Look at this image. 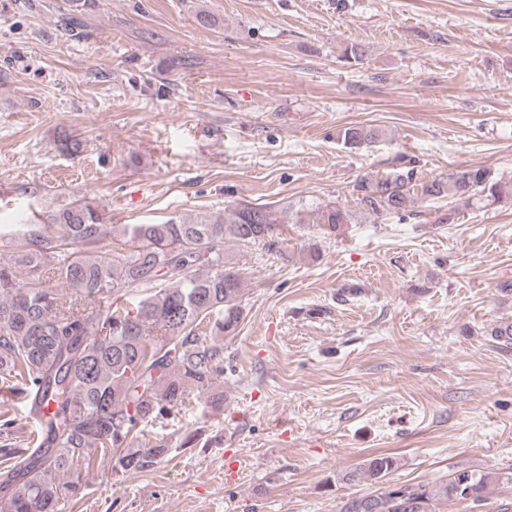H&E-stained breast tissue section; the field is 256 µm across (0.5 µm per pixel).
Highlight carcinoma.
Masks as SVG:
<instances>
[{"label":"carcinoma","instance_id":"obj_1","mask_svg":"<svg viewBox=\"0 0 512 512\" xmlns=\"http://www.w3.org/2000/svg\"><path fill=\"white\" fill-rule=\"evenodd\" d=\"M381 131L355 124L340 131L360 148ZM425 198L481 196L512 201V184L485 167L459 168L420 183ZM357 201L376 215L414 200L413 173L402 169L363 177ZM349 210L329 204L315 223L327 235L350 223ZM123 248L98 255L87 247L109 235L96 207L75 203L44 224L0 225V388L39 415L40 429L24 448L4 443L14 418L0 409V512H65L84 497L83 475L149 473L176 448H192L201 433L185 430L149 446L137 434L173 419L195 398L224 407V344L242 319V279L230 250L265 243L272 252L280 225L257 205L230 216L159 224H121ZM56 278L65 291L47 284ZM142 293L133 309L112 300ZM395 466L385 453L344 475L380 485V492L346 501L340 512H436L440 502L481 505L492 476L456 470L448 481L390 488Z\"/></svg>","mask_w":512,"mask_h":512}]
</instances>
